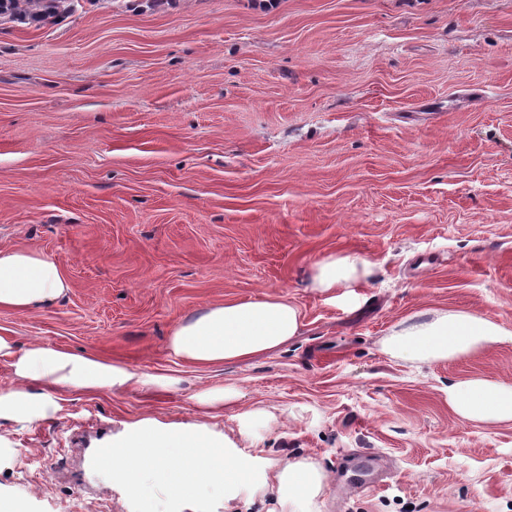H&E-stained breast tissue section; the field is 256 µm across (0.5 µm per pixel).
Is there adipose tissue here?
<instances>
[{
  "mask_svg": "<svg viewBox=\"0 0 512 512\" xmlns=\"http://www.w3.org/2000/svg\"><path fill=\"white\" fill-rule=\"evenodd\" d=\"M374 274L364 257L333 254L316 261L310 274L313 291L351 299ZM70 284L59 266L35 249L0 248V309L27 312L55 306ZM304 326L302 308L288 296L227 300L200 309L177 323L166 349L173 357L196 365L248 360L279 350ZM512 343V330L466 310H428L402 319L385 338L384 350L410 361H448L489 345ZM0 357L7 358L14 383L0 390V421L32 423L56 409L57 390L80 393L119 392L138 385L176 390L177 377L137 373L124 364L90 353H71L40 344L18 345L0 335ZM448 404L458 416L480 423H512V386L484 379L451 384ZM213 438L161 431L146 418L134 425L125 445L129 470L163 481L165 474L192 462L196 477L215 491L242 481L253 470L260 487L272 488L282 512L315 506L328 487V475L307 458L270 461L228 448L214 453Z\"/></svg>",
  "mask_w": 512,
  "mask_h": 512,
  "instance_id": "ef3b65f1",
  "label": "adipose tissue"
}]
</instances>
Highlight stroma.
I'll return each instance as SVG.
<instances>
[{
	"label": "stroma",
	"mask_w": 512,
	"mask_h": 512,
	"mask_svg": "<svg viewBox=\"0 0 512 512\" xmlns=\"http://www.w3.org/2000/svg\"><path fill=\"white\" fill-rule=\"evenodd\" d=\"M0 247L70 282L0 335L88 352L179 391L61 395L0 422V512H143L93 452L153 418L329 477L319 512H512V423L448 407L450 384L512 385V344L418 363L382 349L405 317L464 309L512 329V0H75L0 23ZM374 265L355 301L310 290L332 253ZM285 294L300 334L254 360L172 358L184 317ZM232 385L218 419L191 399ZM253 407L272 422L240 435ZM154 512H264L242 483ZM119 450L112 448V446L96 448L92 465L91 472L95 480L101 482L112 481V477L115 474L114 460L117 458Z\"/></svg>",
	"instance_id": "obj_1"
}]
</instances>
